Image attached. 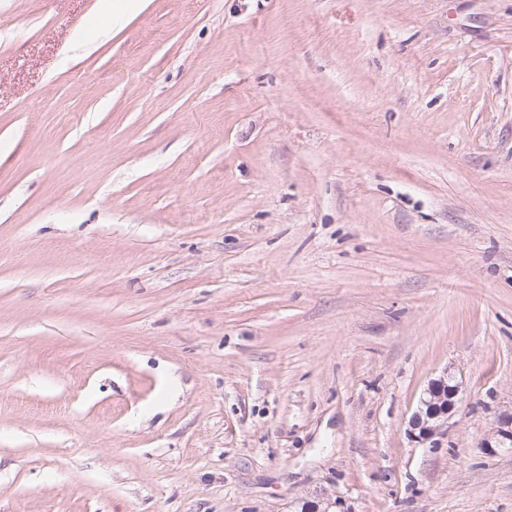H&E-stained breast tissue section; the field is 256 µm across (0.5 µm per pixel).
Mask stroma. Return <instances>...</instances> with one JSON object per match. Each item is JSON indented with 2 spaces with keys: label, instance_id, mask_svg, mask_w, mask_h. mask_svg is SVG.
I'll use <instances>...</instances> for the list:
<instances>
[{
  "label": "stroma",
  "instance_id": "stroma-1",
  "mask_svg": "<svg viewBox=\"0 0 512 512\" xmlns=\"http://www.w3.org/2000/svg\"><path fill=\"white\" fill-rule=\"evenodd\" d=\"M510 408L512 0H0V512H512ZM463 391L462 378L459 379L451 368H445L442 374L431 380L410 420L411 427L418 432L416 438L427 441L441 434L449 416L456 411ZM488 433L482 439L480 448L495 452V448L512 446V411L497 416Z\"/></svg>",
  "mask_w": 512,
  "mask_h": 512
}]
</instances>
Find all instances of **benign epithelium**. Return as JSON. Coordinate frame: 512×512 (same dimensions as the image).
Here are the masks:
<instances>
[{"label": "benign epithelium", "instance_id": "7a95c632", "mask_svg": "<svg viewBox=\"0 0 512 512\" xmlns=\"http://www.w3.org/2000/svg\"><path fill=\"white\" fill-rule=\"evenodd\" d=\"M462 395L463 381L448 367L431 380L423 390L417 410L410 420L411 427L417 431L416 438L427 441L440 434L449 416L456 411ZM507 446H512V411L497 416L480 444L490 452Z\"/></svg>", "mask_w": 512, "mask_h": 512}]
</instances>
